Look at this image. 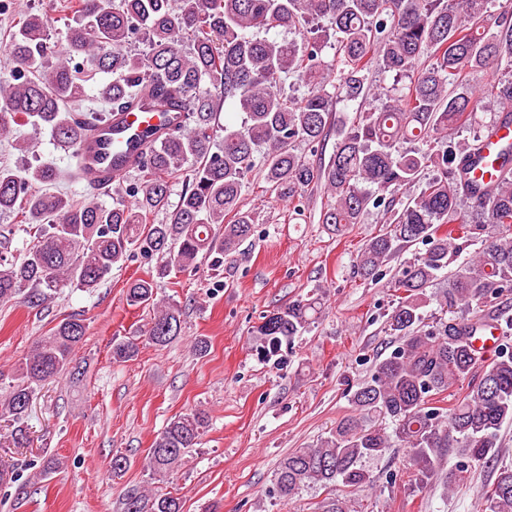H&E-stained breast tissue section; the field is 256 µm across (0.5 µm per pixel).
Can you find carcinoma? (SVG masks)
I'll list each match as a JSON object with an SVG mask.
<instances>
[{
    "label": "carcinoma",
    "instance_id": "obj_1",
    "mask_svg": "<svg viewBox=\"0 0 512 512\" xmlns=\"http://www.w3.org/2000/svg\"><path fill=\"white\" fill-rule=\"evenodd\" d=\"M495 0H74L79 22L69 29L63 52L49 61L47 20L26 14L5 45L12 68L0 78V133L12 115L26 114L47 130L57 147L75 151L80 123L77 103L84 83L112 76L99 94L106 112L84 119L105 122L151 101L185 114L163 140H146L133 171L138 182L118 185L112 204L75 201L54 190L61 172L49 164L18 172L0 167V213H15L34 229L36 242L17 259L0 256V303L21 300L38 307L67 288H97L112 268L134 252L161 261L168 276L198 268L201 260L221 268L224 254L250 237L253 219L240 206L248 176L261 162L269 191L292 198L310 185L331 196L320 223L337 232L361 223L372 204L383 208L386 227L362 246L357 265L366 277L405 246L425 251L400 265L393 287L403 296L388 318L399 345L376 364L372 377L351 395L356 414L310 448H296L279 462L277 495L289 500L309 486L341 483L354 490L373 484L365 468L398 444L411 449L417 480L428 476L433 456L446 452L471 463L496 453L503 424L512 422V314L501 305L512 294V164L495 181L470 179L468 159L480 155L483 138L455 135L482 113L492 126L512 105V5L497 13ZM326 19L327 29L309 27ZM275 28L298 32L288 41L269 39ZM139 32L149 50L129 48ZM336 58L322 53L328 38ZM406 79L386 92L367 83L372 65ZM492 72L477 91L469 76ZM303 88L290 97L283 83ZM381 98V103L339 122L328 165L315 167L295 144L321 142L337 103ZM245 121L231 130L221 122L227 101ZM427 141L425 150L400 144ZM432 176L423 178L424 171ZM183 180L177 204L170 197ZM416 185L405 201L399 191ZM165 221L150 222L155 213ZM484 248L468 258L469 247ZM447 273L438 300L448 320L423 323L427 289ZM154 279L127 288L133 306H150L143 331L164 346L180 336L181 309L154 302ZM321 310L308 295L262 317L255 335L272 347L301 333ZM501 333L492 361L475 347L480 331ZM86 335L73 316L36 342L0 400V417L11 418L8 446L30 443L26 419L38 388L68 369ZM137 339L112 343V359L125 362ZM468 393L443 408L431 405L459 381ZM393 429H388V426ZM209 427L206 413L192 410L170 419L145 457V470L160 480L178 468ZM50 456L0 469V485L34 470L40 480L63 469ZM484 512H512V466L499 470L483 496ZM124 512H183L180 498L132 490Z\"/></svg>",
    "mask_w": 512,
    "mask_h": 512
}]
</instances>
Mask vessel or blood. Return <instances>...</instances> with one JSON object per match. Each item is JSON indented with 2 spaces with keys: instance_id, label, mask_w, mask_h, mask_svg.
<instances>
[{
  "instance_id": "b4317fda",
  "label": "vessel or blood",
  "mask_w": 512,
  "mask_h": 512,
  "mask_svg": "<svg viewBox=\"0 0 512 512\" xmlns=\"http://www.w3.org/2000/svg\"><path fill=\"white\" fill-rule=\"evenodd\" d=\"M178 113L156 106H145L112 115L108 124L89 125L82 129L78 141L77 156L85 184L99 189L111 188L131 171V162H118L115 144H128L144 129L151 128L157 134H166L178 124ZM512 144V119L501 118L484 136V149L480 157L470 162V174L482 182L493 180L500 169L499 154Z\"/></svg>"
}]
</instances>
